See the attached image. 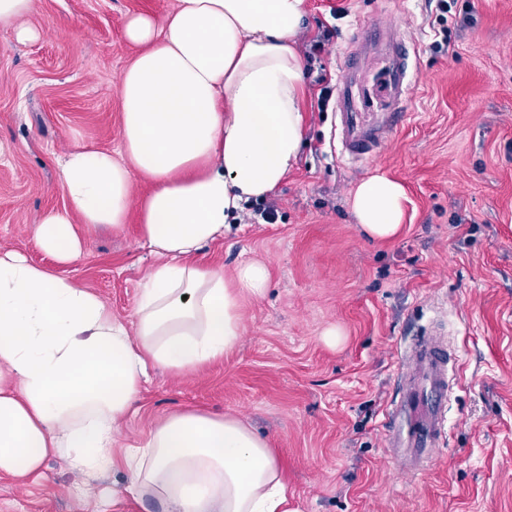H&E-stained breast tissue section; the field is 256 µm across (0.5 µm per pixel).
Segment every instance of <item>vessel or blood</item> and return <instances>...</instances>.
<instances>
[{
	"label": "vessel or blood",
	"instance_id": "1",
	"mask_svg": "<svg viewBox=\"0 0 512 512\" xmlns=\"http://www.w3.org/2000/svg\"><path fill=\"white\" fill-rule=\"evenodd\" d=\"M344 59L336 93L340 118V155L354 163L382 154L405 117L416 82L410 47L396 26L376 24L356 40ZM380 68L371 92H363L362 75L369 60ZM459 356L433 334L408 345L399 358V401L391 404L384 427L387 448L407 470L429 466L432 452L448 423V386Z\"/></svg>",
	"mask_w": 512,
	"mask_h": 512
}]
</instances>
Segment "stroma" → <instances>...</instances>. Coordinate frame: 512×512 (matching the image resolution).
<instances>
[{
    "label": "stroma",
    "mask_w": 512,
    "mask_h": 512,
    "mask_svg": "<svg viewBox=\"0 0 512 512\" xmlns=\"http://www.w3.org/2000/svg\"><path fill=\"white\" fill-rule=\"evenodd\" d=\"M173 2L39 0L25 20L37 39L0 28V250L94 290L126 321L154 261L136 217L84 231L70 263L35 230L66 202L57 156L120 146V79L136 53L127 19ZM383 21L415 45L417 81L405 123L351 173L337 155L336 84L353 39ZM315 40L325 50L308 62L296 169L197 257L228 275L265 262L268 291L243 302L241 340L223 358L183 375L150 370L117 442L186 408L232 414L275 448L295 512H512V0H307L298 45ZM379 171L408 196L388 242L365 238L350 206ZM427 328L461 361L448 434L408 475L383 425L397 356ZM127 484L122 470L85 483L51 458L43 477L0 476V512H163Z\"/></svg>",
    "instance_id": "1"
}]
</instances>
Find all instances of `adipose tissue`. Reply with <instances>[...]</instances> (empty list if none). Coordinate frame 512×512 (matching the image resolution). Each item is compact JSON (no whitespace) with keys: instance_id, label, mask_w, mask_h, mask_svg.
<instances>
[{"instance_id":"1","label":"adipose tissue","mask_w":512,"mask_h":512,"mask_svg":"<svg viewBox=\"0 0 512 512\" xmlns=\"http://www.w3.org/2000/svg\"><path fill=\"white\" fill-rule=\"evenodd\" d=\"M306 14V0H175L127 20L137 54L121 76V148L62 154L66 203L42 216L36 239L74 261L77 225L118 229L134 210L156 262L126 321L95 291L0 251V474L24 477L59 457L86 478L125 469L128 492L166 512H290L275 450L239 417L184 409L122 459L113 448L148 367L181 375L223 358L242 335V301L267 291L263 262L228 278L194 258L299 162ZM137 173L152 183L138 198ZM406 199L390 176L358 183L360 232L392 240Z\"/></svg>"}]
</instances>
